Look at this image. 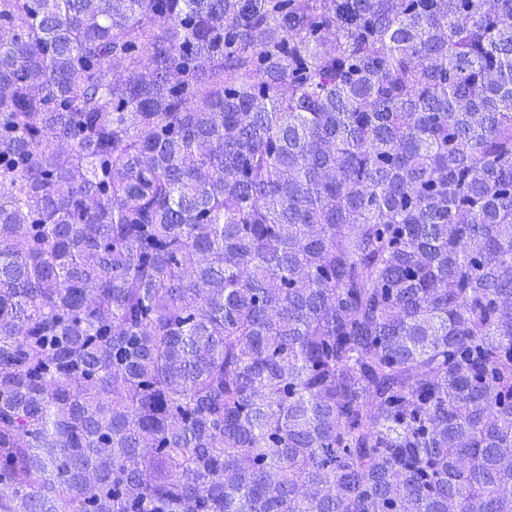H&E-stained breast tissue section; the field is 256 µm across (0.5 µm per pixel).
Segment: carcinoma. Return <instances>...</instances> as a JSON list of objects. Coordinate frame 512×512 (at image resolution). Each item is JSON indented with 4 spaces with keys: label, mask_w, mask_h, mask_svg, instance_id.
Returning a JSON list of instances; mask_svg holds the SVG:
<instances>
[{
    "label": "carcinoma",
    "mask_w": 512,
    "mask_h": 512,
    "mask_svg": "<svg viewBox=\"0 0 512 512\" xmlns=\"http://www.w3.org/2000/svg\"><path fill=\"white\" fill-rule=\"evenodd\" d=\"M0 512H512V0H0Z\"/></svg>",
    "instance_id": "cac0c4a2"
}]
</instances>
